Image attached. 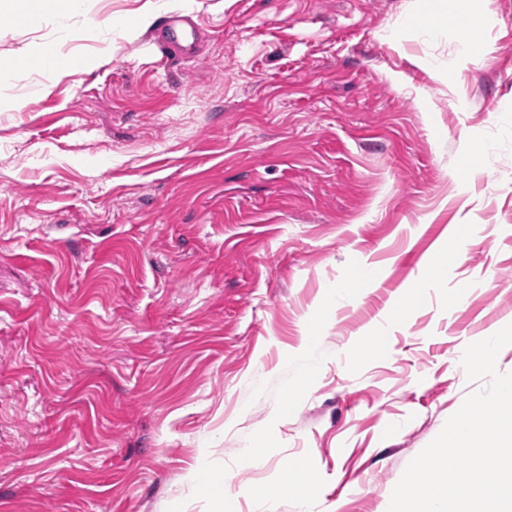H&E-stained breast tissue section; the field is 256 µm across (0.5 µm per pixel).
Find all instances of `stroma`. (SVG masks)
<instances>
[{
    "label": "stroma",
    "mask_w": 512,
    "mask_h": 512,
    "mask_svg": "<svg viewBox=\"0 0 512 512\" xmlns=\"http://www.w3.org/2000/svg\"><path fill=\"white\" fill-rule=\"evenodd\" d=\"M146 2L89 0L88 68L0 83V512H217L204 469L237 512H386L512 324V0H472L466 56L429 0H188L191 60ZM24 10L0 60L58 38ZM464 222L482 242L390 319ZM155 41L165 56L190 57L195 54L197 30L193 15L168 14Z\"/></svg>",
    "instance_id": "1"
}]
</instances>
